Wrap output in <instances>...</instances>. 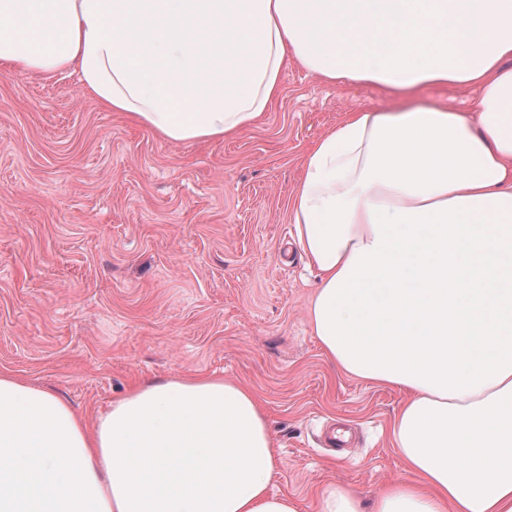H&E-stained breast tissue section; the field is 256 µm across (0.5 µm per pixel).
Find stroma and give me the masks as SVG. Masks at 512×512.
Returning <instances> with one entry per match:
<instances>
[{"mask_svg":"<svg viewBox=\"0 0 512 512\" xmlns=\"http://www.w3.org/2000/svg\"><path fill=\"white\" fill-rule=\"evenodd\" d=\"M474 85L417 99L470 111ZM396 99L296 63L252 126L172 142L95 104L77 72L0 68V373L54 390L87 422L129 387L221 376L258 397L273 494L321 512L330 489L371 512L402 477L391 436L402 390L330 364L308 305L317 272L290 200L308 148L352 109ZM350 424L351 443L324 442Z\"/></svg>","mask_w":512,"mask_h":512,"instance_id":"35a3bbf8","label":"stroma"}]
</instances>
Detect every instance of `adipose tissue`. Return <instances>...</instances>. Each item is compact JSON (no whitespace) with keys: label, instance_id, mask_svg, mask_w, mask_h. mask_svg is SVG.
Masks as SVG:
<instances>
[{"label":"adipose tissue","instance_id":"ef3b65f1","mask_svg":"<svg viewBox=\"0 0 512 512\" xmlns=\"http://www.w3.org/2000/svg\"><path fill=\"white\" fill-rule=\"evenodd\" d=\"M292 60L404 101L348 112L291 200L323 352L407 394L373 512H512V0H0L1 66L75 70L173 142L255 123ZM429 84L480 95L413 102ZM273 475L243 384L139 383L90 424L0 374V512H297ZM479 96L474 85H427L419 89L416 98L458 112H469Z\"/></svg>","mask_w":512,"mask_h":512}]
</instances>
